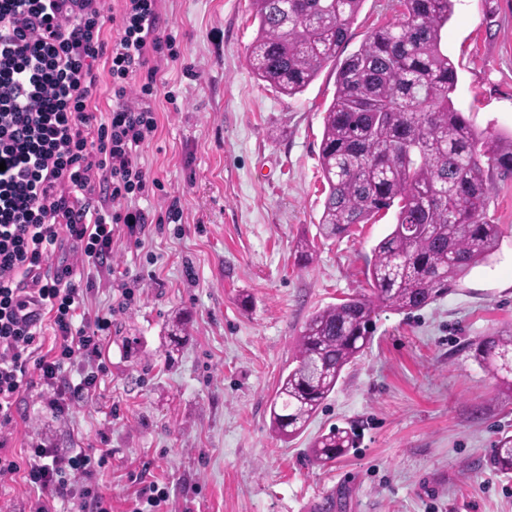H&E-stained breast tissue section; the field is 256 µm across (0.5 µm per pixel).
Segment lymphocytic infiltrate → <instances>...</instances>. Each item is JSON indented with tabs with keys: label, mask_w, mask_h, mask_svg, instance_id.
Returning <instances> with one entry per match:
<instances>
[{
	"label": "lymphocytic infiltrate",
	"mask_w": 512,
	"mask_h": 512,
	"mask_svg": "<svg viewBox=\"0 0 512 512\" xmlns=\"http://www.w3.org/2000/svg\"><path fill=\"white\" fill-rule=\"evenodd\" d=\"M117 2L0 0V427L32 388L59 416L97 389L110 319L88 317L76 268L107 265L119 227L140 235L150 222L136 202L158 181L139 154L158 129V63L181 50L159 0ZM103 93L114 101L107 112L96 106ZM67 243L75 264L49 272ZM46 329L54 343L39 356ZM77 356L93 371L68 375ZM105 463L82 448L37 445L20 460L0 454V479L18 476L64 500L79 475Z\"/></svg>",
	"instance_id": "f902f5d3"
}]
</instances>
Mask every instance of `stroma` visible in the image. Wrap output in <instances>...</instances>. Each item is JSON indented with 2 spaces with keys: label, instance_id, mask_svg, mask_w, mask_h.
Masks as SVG:
<instances>
[{
  "label": "stroma",
  "instance_id": "obj_1",
  "mask_svg": "<svg viewBox=\"0 0 512 512\" xmlns=\"http://www.w3.org/2000/svg\"><path fill=\"white\" fill-rule=\"evenodd\" d=\"M181 62H163L166 96L141 164L159 189L142 197L181 219L149 225L142 244L114 237L110 267L84 273L90 314L111 313L106 371L71 415L21 394L4 452L40 444L103 450L104 469L81 478L132 512L142 486L167 492L165 512H512V475L490 460L512 434V395L473 359L471 342L512 331V176L489 185L498 251L436 302L406 313L379 308L373 341L343 373L305 434L280 439L269 403L319 308L370 290L365 262L393 213L324 240L319 167L323 117L336 91L326 66L299 96L258 81L248 62L257 33L250 0H161ZM399 19L393 0H364L344 54ZM444 47L456 71L454 106L481 131L512 136V0H454ZM313 243L310 262L296 244ZM139 279L116 310L115 273ZM185 341L166 358L168 326ZM356 427V448L328 467L311 437Z\"/></svg>",
  "mask_w": 512,
  "mask_h": 512
}]
</instances>
